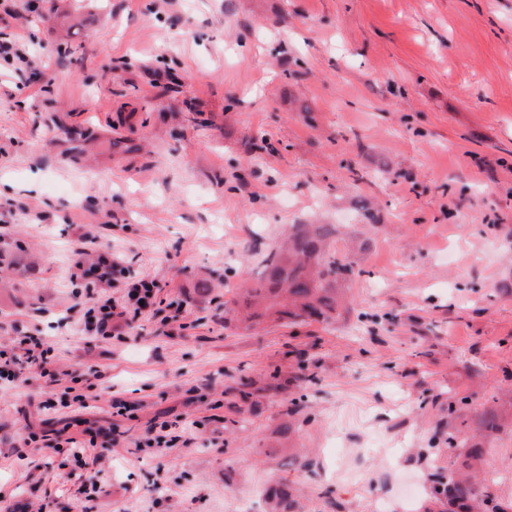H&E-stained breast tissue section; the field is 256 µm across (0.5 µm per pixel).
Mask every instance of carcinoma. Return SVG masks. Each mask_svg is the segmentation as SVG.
<instances>
[{"mask_svg": "<svg viewBox=\"0 0 512 512\" xmlns=\"http://www.w3.org/2000/svg\"><path fill=\"white\" fill-rule=\"evenodd\" d=\"M336 233L330 224H302L284 244L264 259L263 287L248 293L246 304L272 311L280 319L325 318L336 310L333 284L354 273L353 266L331 250L328 239ZM433 498L440 512H512V502L500 503L485 490L472 465L455 470L438 468L433 474ZM271 512H300L295 488L286 480L271 490Z\"/></svg>", "mask_w": 512, "mask_h": 512, "instance_id": "1", "label": "carcinoma"}]
</instances>
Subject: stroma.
Listing matches in <instances>:
<instances>
[{
    "mask_svg": "<svg viewBox=\"0 0 512 512\" xmlns=\"http://www.w3.org/2000/svg\"><path fill=\"white\" fill-rule=\"evenodd\" d=\"M30 2L0 10L30 55L0 60V252L31 256L0 261V350L43 339L95 399L60 407L65 383L17 364L0 512H268L280 478L304 512H427L472 446L512 501V0ZM291 224L335 225L344 305L236 321ZM86 232L156 282L123 335L73 310ZM156 418L192 447H139ZM62 428L85 464L24 444Z\"/></svg>",
    "mask_w": 512,
    "mask_h": 512,
    "instance_id": "35a3bbf8",
    "label": "stroma"
}]
</instances>
